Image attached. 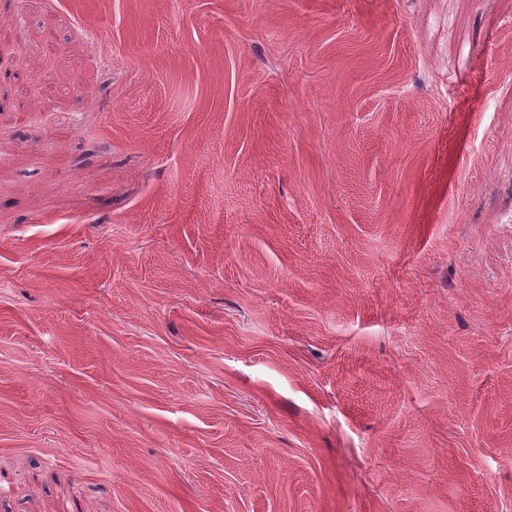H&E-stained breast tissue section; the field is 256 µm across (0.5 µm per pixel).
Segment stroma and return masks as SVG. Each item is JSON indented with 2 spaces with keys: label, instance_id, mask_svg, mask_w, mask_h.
Instances as JSON below:
<instances>
[{
  "label": "stroma",
  "instance_id": "1",
  "mask_svg": "<svg viewBox=\"0 0 512 512\" xmlns=\"http://www.w3.org/2000/svg\"><path fill=\"white\" fill-rule=\"evenodd\" d=\"M0 512H512V0H0Z\"/></svg>",
  "mask_w": 512,
  "mask_h": 512
}]
</instances>
